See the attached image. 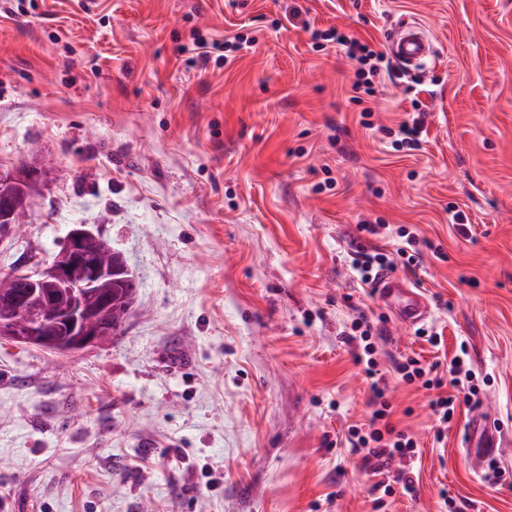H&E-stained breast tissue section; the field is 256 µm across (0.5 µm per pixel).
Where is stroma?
Instances as JSON below:
<instances>
[{"label": "stroma", "instance_id": "obj_1", "mask_svg": "<svg viewBox=\"0 0 512 512\" xmlns=\"http://www.w3.org/2000/svg\"><path fill=\"white\" fill-rule=\"evenodd\" d=\"M406 19L435 58L353 102V62L311 28L383 51ZM196 30L252 46L206 64ZM416 100L426 139L396 151L382 130ZM35 157L54 174L0 271L51 262L81 224L138 293L107 343L0 344V512H374L346 441L369 414L343 341L358 308L381 368L464 343L480 382L439 443L428 391L394 382L420 456L381 512H512V446L478 470L461 446L477 409L512 438V0H0V169ZM401 227L423 248L395 274L437 347L351 267L354 242L391 252Z\"/></svg>", "mask_w": 512, "mask_h": 512}]
</instances>
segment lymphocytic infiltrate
Wrapping results in <instances>:
<instances>
[{"instance_id":"obj_1","label":"lymphocytic infiltrate","mask_w":512,"mask_h":512,"mask_svg":"<svg viewBox=\"0 0 512 512\" xmlns=\"http://www.w3.org/2000/svg\"><path fill=\"white\" fill-rule=\"evenodd\" d=\"M313 38L332 41L342 46L345 55L355 64V81L351 86L355 102L374 96L376 84L382 73L391 71L392 62L383 52L374 50L370 44L362 42L353 35L330 29L313 31ZM400 243L394 253L388 254L380 249H367L357 246L352 256V267L363 283L375 281L378 275L397 267L412 268L420 258L416 247L417 239L405 229H398ZM375 327L365 312H357L351 322V330L346 336L347 342L356 346L354 359L362 364L366 377L370 381L371 396L370 417L366 427H350L347 441L353 450L363 455L361 468L372 475L392 472L395 461L410 460L416 454L417 443L411 435L398 430L392 423L393 406L388 397L390 379H398L407 384H419L432 391L429 406L438 426L450 423L460 405H471L478 391L473 385V376L467 367L466 355L455 356L447 368L439 364L425 365L413 356L395 363L392 371H383L376 358V349L372 342Z\"/></svg>"}]
</instances>
